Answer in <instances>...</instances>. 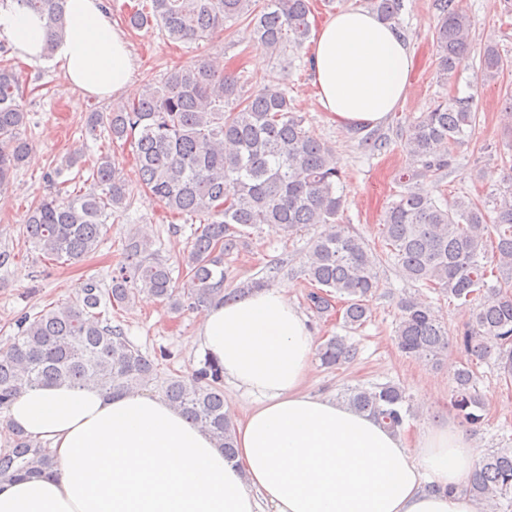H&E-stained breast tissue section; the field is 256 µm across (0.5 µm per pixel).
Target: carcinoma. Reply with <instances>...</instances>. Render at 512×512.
Listing matches in <instances>:
<instances>
[{
	"instance_id": "1",
	"label": "carcinoma",
	"mask_w": 512,
	"mask_h": 512,
	"mask_svg": "<svg viewBox=\"0 0 512 512\" xmlns=\"http://www.w3.org/2000/svg\"><path fill=\"white\" fill-rule=\"evenodd\" d=\"M64 4L0 0L5 9L16 5L45 19L47 54L65 34ZM371 5L379 17L391 21L402 0H371ZM435 7L438 65L448 77L469 53L471 21L460 0H435ZM310 14V0H149V5L131 11L126 23L135 30L157 29L171 41L197 40L228 24L278 55L307 41ZM507 68L498 45L487 43L481 59L483 82L495 81ZM24 92L18 74L0 67V190L32 148V141L21 135L28 121L20 104ZM103 120L112 143L132 148L140 186L168 211L200 221L183 257L186 286L173 278L153 240L129 232L110 282L88 279L79 298L21 318L16 336L0 346V414L9 412L16 396L29 387L92 384L119 395L155 382L166 401L207 431L224 456H233L235 426L225 410L222 368L206 358L188 374L160 377L172 353L164 347L142 352L122 326L112 324L110 310L131 307L141 292L177 313L240 299L268 286L255 279L239 288L224 287V256L243 244L241 228L265 225L278 235L292 236L322 224L324 230L311 241L303 265V275L314 286L307 299L321 316L339 299L346 329L356 330L367 321L383 259L406 280L463 305L488 293L454 337L430 304L412 296L401 299L394 330L402 354L436 365L444 360L450 340L464 349L468 362L454 372L451 406L463 423L472 428L482 424L477 365L494 356L501 374L512 379V180L493 198L491 209L468 196L439 203L410 185L449 165L453 147L476 124L473 99L439 101L411 123L404 148L421 169L407 178L409 186L385 211L386 251L381 254L349 225L339 223L344 199L337 186L343 173L336 156L304 128V119L276 85L245 94L233 73L204 60L171 70L160 84L145 85L137 99L112 105L104 117L91 113L88 133L96 135ZM79 164L80 158L71 156L45 173L50 192L29 209L24 224L26 240L54 261L79 260L95 251L108 219L130 206L124 170L105 152L89 168L92 188L65 192V172ZM490 238L495 246L489 250ZM491 277L496 279L492 285ZM356 353L347 337L333 336L317 356L322 365L334 367ZM344 401L393 431L402 430L412 416L405 391L392 382L351 388ZM54 468L45 447L23 432L10 450L0 453V482L41 477ZM466 492L479 512H512V448L484 454Z\"/></svg>"
}]
</instances>
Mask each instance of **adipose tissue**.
Here are the masks:
<instances>
[{"label": "adipose tissue", "instance_id": "ef3b65f1", "mask_svg": "<svg viewBox=\"0 0 512 512\" xmlns=\"http://www.w3.org/2000/svg\"><path fill=\"white\" fill-rule=\"evenodd\" d=\"M65 8L53 62L69 86L131 93L134 59L103 0H66ZM0 38L19 58L40 62L45 21L0 8ZM310 62L320 104L345 129L379 123L410 92L409 41L366 9H342L323 23ZM192 345L247 401L234 459L151 394L30 388L0 425V450L20 428L57 467L0 482V512H475L463 487L476 449L462 431L429 426L410 440L304 390L316 337L285 288L212 304Z\"/></svg>", "mask_w": 512, "mask_h": 512}]
</instances>
